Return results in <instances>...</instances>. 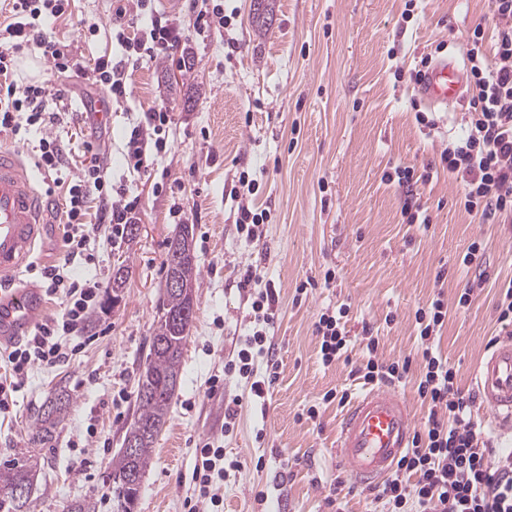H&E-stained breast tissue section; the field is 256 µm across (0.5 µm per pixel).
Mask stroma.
Returning <instances> with one entry per match:
<instances>
[{
    "label": "stroma",
    "mask_w": 512,
    "mask_h": 512,
    "mask_svg": "<svg viewBox=\"0 0 512 512\" xmlns=\"http://www.w3.org/2000/svg\"><path fill=\"white\" fill-rule=\"evenodd\" d=\"M230 27L202 35L191 28L194 0H155L157 11L178 16L188 28L186 66L143 60L127 70L131 94L113 106L108 124L77 120L86 101L84 81L55 77L39 51L20 58L19 80H47L61 94L60 108L73 120L51 129L71 171L86 160L87 143L104 142L106 177L113 188L139 194V236L100 244L80 277L111 280L129 269L118 299L95 311L79 352L64 365L34 368L15 395L11 414L0 416V460H25L40 450L43 463L32 487L31 512H62L88 498L98 512H112L104 474L122 446L136 411L137 380L164 293L168 243L182 225L193 227L201 284L195 291L180 385L141 484L136 512H185L192 496L189 475L196 443L218 439L227 459L240 465L224 477L223 512H365L361 489L336 458V433L344 412L321 405L331 389L360 393L351 369L361 363L363 325L378 329L381 360L415 356L420 339L417 308L436 294L454 300L475 271L462 256L474 240L485 246L488 279L468 308L449 309L440 347L462 389L492 337L502 336L495 303L499 286L512 279V224H487L468 214L459 181L439 171L413 193L384 180L390 167L438 162L449 138L461 134L469 109L423 102L409 73L422 55L446 42L464 57L475 24L490 22L488 0H276L273 26L258 29L249 0H223ZM115 0H75L72 13L51 25L53 37L71 44L85 62L111 53ZM412 17H405V9ZM97 21L95 35L84 32ZM237 52H229L228 39ZM402 78H395L396 70ZM167 106L172 118L165 152L154 166L129 170L123 153L130 128L151 108ZM432 114L427 131L416 111ZM256 181L250 200L267 210L263 238L248 244L236 230L238 201L230 195L240 172ZM427 209L432 222L405 223L408 204ZM64 198L53 194L48 232L35 250V267L18 283L37 284L36 269L65 253ZM260 267L279 295V319L270 334L278 377L265 403L250 401L244 384L226 376L224 364L249 329L248 290L238 267ZM334 269L330 287L296 288ZM445 280H437L439 269ZM349 304L354 338L348 360L324 367L313 322L325 308ZM392 323H385L386 315ZM222 378L223 389L209 383ZM71 398L53 447L37 448L32 423L38 407L58 391ZM242 398L233 430L224 428V401ZM319 405L317 419L306 409ZM268 494L266 505L254 500Z\"/></svg>",
    "instance_id": "obj_1"
}]
</instances>
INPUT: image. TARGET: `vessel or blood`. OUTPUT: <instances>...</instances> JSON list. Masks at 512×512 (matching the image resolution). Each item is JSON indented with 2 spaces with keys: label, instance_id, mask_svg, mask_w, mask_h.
<instances>
[{
  "label": "vessel or blood",
  "instance_id": "vessel-or-blood-1",
  "mask_svg": "<svg viewBox=\"0 0 512 512\" xmlns=\"http://www.w3.org/2000/svg\"><path fill=\"white\" fill-rule=\"evenodd\" d=\"M463 88L456 61L440 59L427 72L419 93L433 105L449 106ZM50 198L40 191L19 151L0 148V279L33 263L35 247L46 234ZM43 307L38 289L0 294V343L30 332ZM477 399L498 426L512 433V335L499 338L475 374ZM416 431L403 398L396 392L368 389L345 411L336 444L352 479L372 485L392 471L410 448Z\"/></svg>",
  "mask_w": 512,
  "mask_h": 512
}]
</instances>
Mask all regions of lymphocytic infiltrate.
<instances>
[{"label": "lymphocytic infiltrate", "instance_id": "1", "mask_svg": "<svg viewBox=\"0 0 512 512\" xmlns=\"http://www.w3.org/2000/svg\"><path fill=\"white\" fill-rule=\"evenodd\" d=\"M72 0H8V14L0 20V134L24 141L31 130H41L67 120V113L52 108L45 83H17L16 59L35 47L52 61L56 73H75L86 85L106 90L113 103H123L130 93L127 64L143 59L167 58L184 65L179 52L186 39L181 23L151 10V0H132L142 25L129 32L116 24L112 36L123 50L121 58L99 56L83 64L69 45L46 30L48 21L70 14ZM493 26L476 24L468 39L466 71L469 79V110L461 136L449 139L440 164L462 187L460 204L490 224L512 223V0H489ZM170 111H148L144 123L134 126L125 143V157L134 171L147 170L156 153L167 146L164 133ZM89 159L78 173L62 179L66 153L53 137L40 138L33 148L34 164L54 175V185L65 201L64 222L69 231L62 263L45 267L40 276L44 291L60 296L64 310L59 317L37 325L31 336L0 358V414L9 413L13 396L25 383L31 368L55 367L75 353L72 337L81 335L90 315L106 293L99 278H77L74 265L92 262L93 245L103 226L112 238H121L126 224L139 209V196L113 191L104 173V154L87 145ZM260 270L242 268L239 285L255 288L250 303V329L237 340L235 359L224 371L248 386L254 400L268 395L277 378L279 363L270 330L277 318L279 297L275 288L259 287ZM350 307L340 304L317 315L313 332L320 343L321 360L331 366L347 354L351 339L347 330ZM448 315L442 297H434L415 313L420 346L416 358L385 363L378 358L379 339L373 326L363 328L365 360L352 374L363 385L404 384L412 368H419L416 390L428 406L422 430L400 457L389 478L369 489L371 503L381 512H512V449L498 450L490 432L474 415V393L463 391L456 372L440 348ZM265 370H258V363ZM192 481L199 491L188 512H200L201 502L218 504L223 480V446L207 441L195 448Z\"/></svg>", "mask_w": 512, "mask_h": 512}]
</instances>
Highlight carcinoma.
Returning a JSON list of instances; mask_svg holds the SVG:
<instances>
[{
	"label": "carcinoma",
	"mask_w": 512,
	"mask_h": 512,
	"mask_svg": "<svg viewBox=\"0 0 512 512\" xmlns=\"http://www.w3.org/2000/svg\"><path fill=\"white\" fill-rule=\"evenodd\" d=\"M184 298L174 292H165L158 319L154 326L149 353L137 385V415L127 434L139 438L133 455L118 451L112 458V468L104 480L112 487V501L116 512H134L140 487L126 481L129 472L144 474L151 462L155 440L166 422L171 402L179 385L183 349L192 321L182 319L163 325L165 316L183 310ZM70 405V396L61 391L46 400L34 418L35 440L41 445L50 443L56 429ZM38 465V456L31 455L26 463L5 461L0 465V512H30L32 493V469ZM24 486L28 496L17 500L15 488Z\"/></svg>",
	"instance_id": "carcinoma-1"
}]
</instances>
